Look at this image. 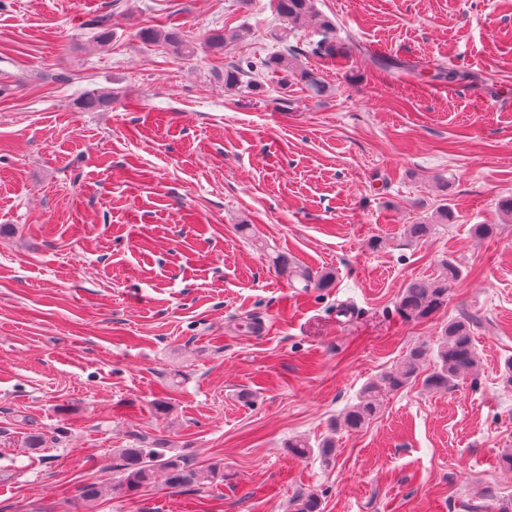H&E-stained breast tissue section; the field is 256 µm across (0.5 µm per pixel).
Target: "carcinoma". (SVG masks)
Returning <instances> with one entry per match:
<instances>
[{
  "mask_svg": "<svg viewBox=\"0 0 512 512\" xmlns=\"http://www.w3.org/2000/svg\"><path fill=\"white\" fill-rule=\"evenodd\" d=\"M272 3L278 19L284 22L290 32L299 31L314 21L318 23L321 39L312 48L314 54L333 58L346 52L344 43L337 37L335 24L327 18H318L315 0H272ZM243 35L241 29L215 30L205 37L204 46L209 52H222ZM142 38L149 43L167 45L182 57H192L196 53V46L184 39L182 33L175 28L148 29L142 33ZM269 74L275 76L278 85L285 88L301 84L316 95L325 90L321 77L312 70L301 68L295 55L288 52L230 62L224 69V86L233 88L244 76L250 77L255 83L257 79ZM431 231L432 224L427 220L407 224L403 228V234L411 242L423 240ZM462 275L461 267L454 260H442L435 275L412 280L404 286L396 303L398 315L407 322H420L440 314L448 306L450 288ZM291 276L301 281L306 289L328 288L333 280V274L329 272L314 275L308 270L293 269ZM430 358L434 361V368L426 373L424 365ZM479 363L470 324L466 320L451 319L442 327L436 349L432 350L425 345L411 348L398 365L362 387L357 402L345 410L336 426L348 432L360 430L376 416L384 396L418 379L429 390H446L473 374ZM315 447L321 457L329 460L334 456L336 443L329 438ZM315 447L304 439L288 443L289 452L298 458L308 457ZM117 454L123 472L117 488L126 493L151 484L159 473L164 477L165 486L175 490L205 482L212 484L224 481L223 466L214 464L206 470L192 468L184 456L167 455L162 439H142L133 448L117 449ZM320 506L318 494L308 491L293 498L291 512H320Z\"/></svg>",
  "mask_w": 512,
  "mask_h": 512,
  "instance_id": "cac0c4a2",
  "label": "carcinoma"
}]
</instances>
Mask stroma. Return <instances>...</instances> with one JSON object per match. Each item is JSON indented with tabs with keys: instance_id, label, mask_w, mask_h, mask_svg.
Masks as SVG:
<instances>
[{
	"instance_id": "obj_1",
	"label": "stroma",
	"mask_w": 512,
	"mask_h": 512,
	"mask_svg": "<svg viewBox=\"0 0 512 512\" xmlns=\"http://www.w3.org/2000/svg\"><path fill=\"white\" fill-rule=\"evenodd\" d=\"M315 7L346 57L311 55L315 28L284 34L270 0H0V512H290L301 490L322 512L512 499V0ZM165 25L196 43L247 34L182 58L143 41ZM289 49L323 96L268 77L225 88L226 63ZM444 202L451 223L404 238ZM445 257L463 271L446 311L403 321L402 288ZM282 258L333 286L302 288ZM463 316L476 375L412 383L363 429H335L366 382ZM33 430L44 448H26ZM329 435L330 460L288 452ZM142 437L223 464V482L113 489L115 449ZM92 482L105 491L82 506ZM244 35L243 29L238 30H214L209 33L203 43L207 51L211 52H224V48H226L231 43L239 40Z\"/></svg>"
}]
</instances>
